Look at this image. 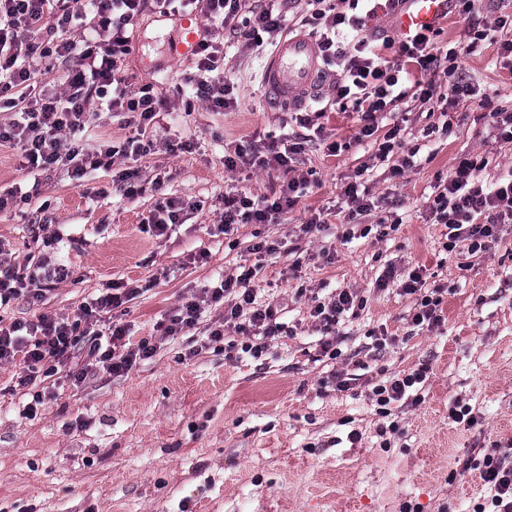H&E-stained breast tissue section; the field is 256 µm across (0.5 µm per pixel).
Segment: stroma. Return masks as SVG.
Listing matches in <instances>:
<instances>
[{"label":"stroma","instance_id":"35a3bbf8","mask_svg":"<svg viewBox=\"0 0 512 512\" xmlns=\"http://www.w3.org/2000/svg\"><path fill=\"white\" fill-rule=\"evenodd\" d=\"M467 31L454 9L434 42L461 48L459 71L485 104L449 105L450 80L437 72L433 99L408 97L375 113L373 136L359 138L360 113L335 105L319 120L322 137L310 138L295 113L272 108L259 76L265 51L233 37L224 74L237 104L211 111L185 81L193 60L180 52L179 18L149 10L126 64L132 87L155 83L171 102L170 115L147 130L155 149L140 162L143 180L163 179L161 191L127 198L102 169L76 186L60 170L28 172L0 147V188L30 193L0 212V242L17 265L47 255L73 271L42 304L13 301L6 318H74L112 284L133 282L138 295L97 327L125 326L132 341L156 347L120 377L77 351L74 362L89 369L79 383L64 364L24 388L14 365H0V512H474L484 489L469 459L512 449V224L499 225L486 252L449 250L427 200L464 158L485 159L478 178L487 187L512 176V144L496 140L488 117L512 108V60L487 41L469 47ZM393 128L402 145L381 157ZM299 137L291 175L310 178L309 192L278 223L223 233L226 192L269 195L283 179L256 167L227 170L225 154ZM179 141L190 151L173 150ZM332 142L341 146L334 156ZM409 156L412 166L402 167ZM352 181L374 200L354 219L342 197ZM164 195L192 209L159 236L144 222ZM316 216L324 228L304 233ZM262 239L278 242V252L252 253ZM245 265L258 268L257 305L283 309L290 335L257 358L242 352L246 338L233 327L211 342V328L223 325L220 306L179 335L163 334L181 298ZM419 265L427 287L445 290L444 319L434 327L413 324L416 300L402 292ZM387 267L394 276L382 287ZM343 288L367 304L343 316L333 359L321 353L313 312ZM421 366L422 402L396 403L390 418L379 417L372 387ZM341 370L356 376L346 391L333 383ZM37 392L36 417L23 418ZM456 402L478 417L476 428L449 417ZM388 420L397 432L378 437Z\"/></svg>","mask_w":512,"mask_h":512}]
</instances>
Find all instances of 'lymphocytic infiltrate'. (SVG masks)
<instances>
[{"label": "lymphocytic infiltrate", "mask_w": 512, "mask_h": 512, "mask_svg": "<svg viewBox=\"0 0 512 512\" xmlns=\"http://www.w3.org/2000/svg\"><path fill=\"white\" fill-rule=\"evenodd\" d=\"M284 0H264L250 17H241L242 0H87L85 9L73 7L72 0H0V108H12L16 116L0 124V146L19 151L29 169H66L74 181L87 171L115 169L116 158L129 159L130 167L116 170V183L126 196L142 193L136 160L148 155L154 143L146 135L148 127L159 125L170 106L154 84L131 88L125 61L131 52L135 25L139 17L154 8L167 15L199 13L204 20L203 37L196 52V71L190 74L202 100L212 111L235 106L233 87L224 78V45L220 38L232 33L246 46L276 43L286 28ZM308 10L302 19L318 39L326 64L336 66L341 78L336 86V101L351 106L364 121L359 134L372 136L375 113L405 98L399 88L398 74L414 64L421 70H443L451 76V97L460 101L481 98L478 85L457 75L456 49L438 53L428 32L416 31L399 42L394 58L384 56L381 48L363 35L365 20L377 12H395L403 0H306ZM79 39H72V32ZM77 59L78 66L68 71L64 89L49 93L35 81V59ZM123 115L131 136L119 145L99 144L89 148L76 137L91 127L90 104ZM302 149L301 143L270 142L265 147L236 148L224 158L226 169L240 165L288 173ZM477 162L460 161L442 190L429 203L437 223L446 225L449 242L466 243L470 252L486 251L496 238L498 225L512 223V180L500 182L494 189L484 188L477 180ZM306 178L289 177L278 196L252 198L243 194L224 196L223 231L238 224H272L292 209L305 195ZM69 269L51 259H41L33 267L11 262L0 243V310L13 300L25 297L42 301L54 285L66 281ZM252 269L218 281L182 301L168 318L166 335L173 336L193 327L206 307L223 304L225 323H235L241 334L258 337L253 353H262L285 333L272 307L256 306L251 286ZM423 269H412L403 283L405 294L417 296L415 325L436 324L442 319L441 289L423 292ZM138 291L136 285L119 284L109 292L86 302L78 319L70 320L42 314L37 320L7 321L0 317V364L18 366L19 385L34 383L41 372H54L57 365L70 361L82 339H89V354L112 374L128 372L137 361L151 358L155 347L143 339L131 343L124 327L109 333L93 330L92 321L101 314L119 308ZM363 297L341 289L326 305L317 306L314 315L326 335L322 351H330V338L337 332L341 317L363 309ZM426 368L386 380L372 389V400L380 416H390L392 403L426 379ZM476 467L487 489L486 503L475 512H512V456L484 455Z\"/></svg>", "instance_id": "lymphocytic-infiltrate-1"}]
</instances>
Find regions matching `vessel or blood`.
Returning <instances> with one entry per match:
<instances>
[{
	"instance_id": "1",
	"label": "vessel or blood",
	"mask_w": 512,
	"mask_h": 512,
	"mask_svg": "<svg viewBox=\"0 0 512 512\" xmlns=\"http://www.w3.org/2000/svg\"><path fill=\"white\" fill-rule=\"evenodd\" d=\"M451 0H407L397 19L400 34L422 27H436L450 10ZM332 73L320 56L318 43L310 35L285 34L262 64V80L273 106L295 111L320 98Z\"/></svg>"
}]
</instances>
